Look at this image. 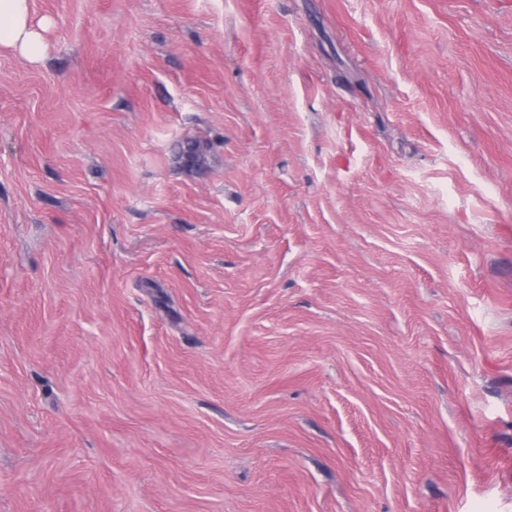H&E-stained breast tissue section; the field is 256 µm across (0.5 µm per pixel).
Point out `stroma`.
<instances>
[{
    "mask_svg": "<svg viewBox=\"0 0 512 512\" xmlns=\"http://www.w3.org/2000/svg\"><path fill=\"white\" fill-rule=\"evenodd\" d=\"M30 12L0 512H512V0Z\"/></svg>",
    "mask_w": 512,
    "mask_h": 512,
    "instance_id": "35a3bbf8",
    "label": "stroma"
}]
</instances>
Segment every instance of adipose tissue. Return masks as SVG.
Listing matches in <instances>:
<instances>
[{
	"instance_id": "adipose-tissue-1",
	"label": "adipose tissue",
	"mask_w": 512,
	"mask_h": 512,
	"mask_svg": "<svg viewBox=\"0 0 512 512\" xmlns=\"http://www.w3.org/2000/svg\"><path fill=\"white\" fill-rule=\"evenodd\" d=\"M0 48H8L29 61H38L46 46L32 24L29 0H0Z\"/></svg>"
}]
</instances>
